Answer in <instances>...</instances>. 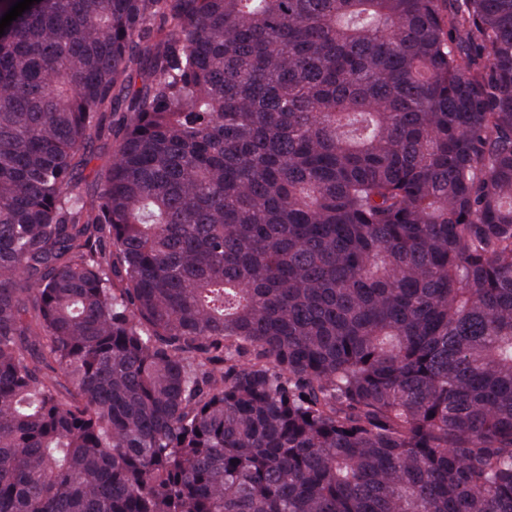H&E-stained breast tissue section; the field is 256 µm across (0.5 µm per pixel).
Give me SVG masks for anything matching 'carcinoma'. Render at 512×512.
<instances>
[{"instance_id":"1","label":"carcinoma","mask_w":512,"mask_h":512,"mask_svg":"<svg viewBox=\"0 0 512 512\" xmlns=\"http://www.w3.org/2000/svg\"><path fill=\"white\" fill-rule=\"evenodd\" d=\"M0 512H512V0L12 21Z\"/></svg>"}]
</instances>
